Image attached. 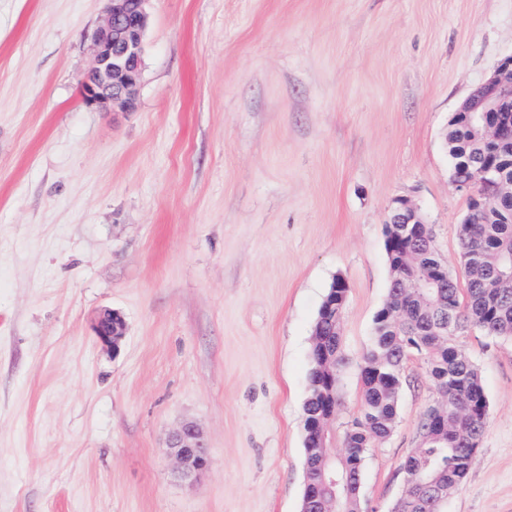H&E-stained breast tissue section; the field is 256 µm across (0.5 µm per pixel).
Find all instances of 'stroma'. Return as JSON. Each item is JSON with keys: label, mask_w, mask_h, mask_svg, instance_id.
Returning a JSON list of instances; mask_svg holds the SVG:
<instances>
[{"label": "stroma", "mask_w": 512, "mask_h": 512, "mask_svg": "<svg viewBox=\"0 0 512 512\" xmlns=\"http://www.w3.org/2000/svg\"><path fill=\"white\" fill-rule=\"evenodd\" d=\"M103 8L0 0V512H299L318 309L342 276L340 430L395 200L462 273L445 136L512 54V0H151L130 112L82 99ZM459 345L489 410L447 512H512V341ZM406 373L367 512L400 494L436 398L420 359ZM186 423L212 460L191 484L167 448ZM96 332L102 342L115 350L125 335V322L118 312L106 310L98 317Z\"/></svg>", "instance_id": "1"}]
</instances>
